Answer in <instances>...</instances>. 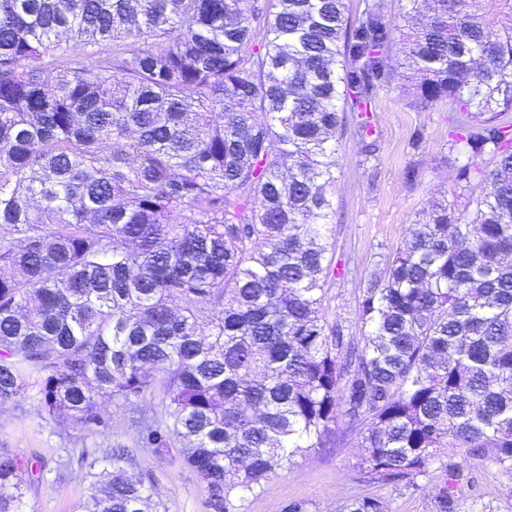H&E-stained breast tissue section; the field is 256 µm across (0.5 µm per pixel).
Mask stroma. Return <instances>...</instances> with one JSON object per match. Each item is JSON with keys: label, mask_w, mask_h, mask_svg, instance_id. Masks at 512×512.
Listing matches in <instances>:
<instances>
[{"label": "stroma", "mask_w": 512, "mask_h": 512, "mask_svg": "<svg viewBox=\"0 0 512 512\" xmlns=\"http://www.w3.org/2000/svg\"><path fill=\"white\" fill-rule=\"evenodd\" d=\"M452 116L445 101L418 109L407 81H395L375 98L376 155L367 161L360 154L355 123L347 121L331 195L336 211L333 260L346 275L329 284V319L355 324L357 299L367 280L382 274L386 256L404 244L408 225L432 202L445 198L457 209L474 210L480 186L458 178L465 159L452 148ZM409 168L415 171L411 181L405 177ZM101 417L91 434L41 419L31 399L0 408V453L40 462L58 476L54 483L28 486L29 512H77L90 492L84 458H100L114 448L126 450L129 472L152 483L160 512H214L204 483L179 451L159 455L142 448L138 433L115 407L104 408ZM360 454L353 439L313 449L293 466L276 470L240 512H283L292 500L304 502L307 512H340L346 499L357 494L384 499L389 512H434V481L421 477L416 487L398 490L366 480ZM453 459L478 480V498H462L458 512H512V472L461 450Z\"/></svg>", "instance_id": "obj_1"}]
</instances>
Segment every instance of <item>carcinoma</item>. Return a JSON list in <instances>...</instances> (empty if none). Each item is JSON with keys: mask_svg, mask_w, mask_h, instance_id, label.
<instances>
[{"mask_svg": "<svg viewBox=\"0 0 512 512\" xmlns=\"http://www.w3.org/2000/svg\"><path fill=\"white\" fill-rule=\"evenodd\" d=\"M397 78L463 112L481 191L408 225L355 334L325 313L336 133L353 114L373 157ZM511 112L512 0H0V404L35 378L40 415L91 433L115 406L215 512L341 426L375 480L438 464L455 512L451 450L512 471ZM123 462L89 464L80 512H144ZM34 479L1 453L0 512Z\"/></svg>", "mask_w": 512, "mask_h": 512, "instance_id": "1", "label": "carcinoma"}]
</instances>
